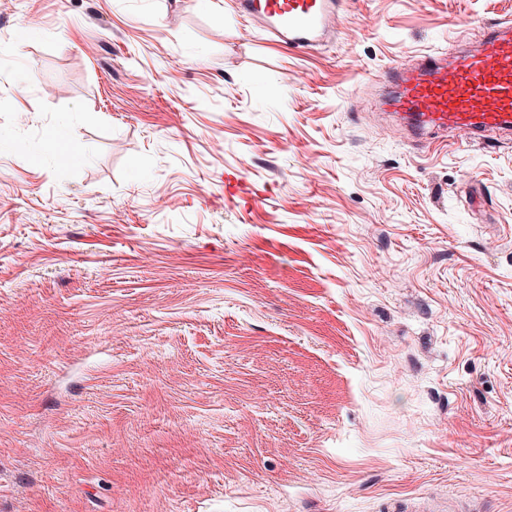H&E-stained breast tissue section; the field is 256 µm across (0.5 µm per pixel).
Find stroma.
Here are the masks:
<instances>
[{
    "label": "stroma",
    "instance_id": "35a3bbf8",
    "mask_svg": "<svg viewBox=\"0 0 512 512\" xmlns=\"http://www.w3.org/2000/svg\"><path fill=\"white\" fill-rule=\"evenodd\" d=\"M489 18L0 0V512H512V134L382 101ZM341 0H237L240 16L290 52L321 45L335 33Z\"/></svg>",
    "mask_w": 512,
    "mask_h": 512
}]
</instances>
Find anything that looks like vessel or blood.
<instances>
[{"mask_svg":"<svg viewBox=\"0 0 512 512\" xmlns=\"http://www.w3.org/2000/svg\"><path fill=\"white\" fill-rule=\"evenodd\" d=\"M342 0H236L240 16L291 52L321 45L335 33ZM388 111L411 138L461 130L478 138L512 131V24L489 20L477 41L453 40L444 53L423 54L389 69Z\"/></svg>","mask_w":512,"mask_h":512,"instance_id":"b4317fda","label":"vessel or blood"}]
</instances>
